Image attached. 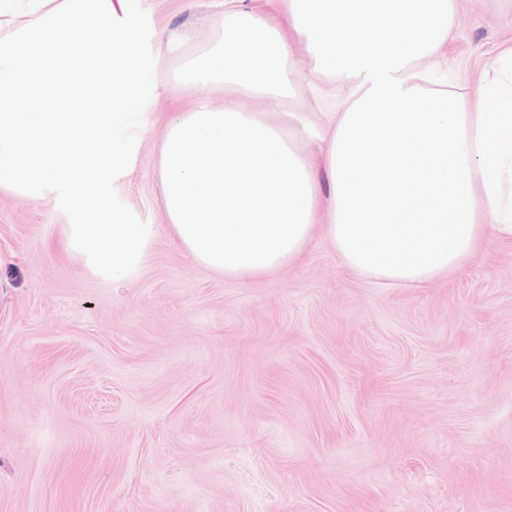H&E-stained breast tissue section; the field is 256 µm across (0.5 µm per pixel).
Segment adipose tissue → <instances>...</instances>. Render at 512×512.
<instances>
[{
    "instance_id": "1",
    "label": "adipose tissue",
    "mask_w": 512,
    "mask_h": 512,
    "mask_svg": "<svg viewBox=\"0 0 512 512\" xmlns=\"http://www.w3.org/2000/svg\"><path fill=\"white\" fill-rule=\"evenodd\" d=\"M457 0H285L316 89L341 83L317 124L293 98L282 33L228 8L213 38L171 37V82L222 94L172 113L159 146V200L193 263L239 283L285 271L315 230L356 276L424 288L473 261L491 236L512 239V50L484 69L477 95L423 84L418 62L455 37ZM380 31L381 42L360 48ZM246 97L268 112H244ZM321 143L319 158L296 140Z\"/></svg>"
}]
</instances>
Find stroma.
<instances>
[{"instance_id":"35a3bbf8","label":"stroma","mask_w":512,"mask_h":512,"mask_svg":"<svg viewBox=\"0 0 512 512\" xmlns=\"http://www.w3.org/2000/svg\"><path fill=\"white\" fill-rule=\"evenodd\" d=\"M167 75L213 0H140ZM512 45V0H458L440 72L478 87ZM293 112H327L288 41ZM161 86L115 189L151 224L120 281L68 248L53 197L0 190V512H512V242L429 287L378 288L315 235L248 283L194 264L165 226Z\"/></svg>"}]
</instances>
